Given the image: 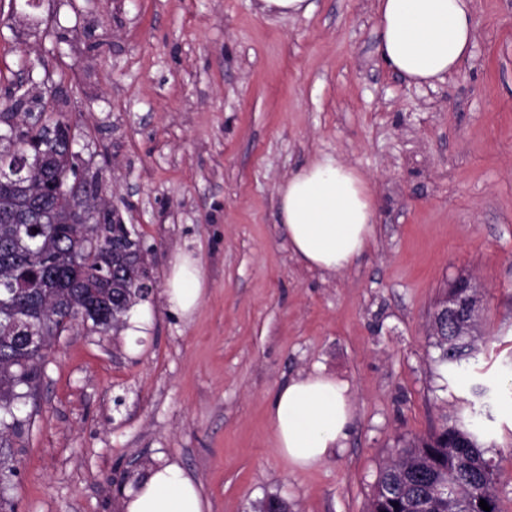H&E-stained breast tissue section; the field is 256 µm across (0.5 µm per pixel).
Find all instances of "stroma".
<instances>
[{
  "instance_id": "stroma-1",
  "label": "stroma",
  "mask_w": 512,
  "mask_h": 512,
  "mask_svg": "<svg viewBox=\"0 0 512 512\" xmlns=\"http://www.w3.org/2000/svg\"><path fill=\"white\" fill-rule=\"evenodd\" d=\"M0 0V102L17 90L77 136L97 197L133 229L156 283L146 337L76 324L55 337L0 447L16 474L0 512H120L133 474L182 465L209 512H367L399 438L470 415L431 320L447 285L479 286V361L512 374V0H473L472 52L417 86L377 53L374 0ZM367 179L374 245L325 275L298 262L277 188L315 154ZM194 253L205 295L188 319L163 292ZM317 369L349 385L342 449L282 461L268 402ZM512 512V400L484 423ZM263 12L285 16H308L313 8L310 0H260Z\"/></svg>"
}]
</instances>
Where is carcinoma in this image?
Here are the masks:
<instances>
[{
  "instance_id": "cac0c4a2",
  "label": "carcinoma",
  "mask_w": 512,
  "mask_h": 512,
  "mask_svg": "<svg viewBox=\"0 0 512 512\" xmlns=\"http://www.w3.org/2000/svg\"><path fill=\"white\" fill-rule=\"evenodd\" d=\"M69 127L62 121L42 141V161L35 170L13 168L33 162L27 147V130L15 129V142L0 153V255L13 265L0 263V441L4 433L18 434L24 421L16 411L33 387L44 354L24 346L26 326L39 331L46 341L66 330V322L79 317L84 301L97 303V311L81 318L91 329L119 330L124 316L137 302L139 288L133 248L109 249V237L93 238L97 226L116 237L121 225L112 223L111 212L98 210L88 224L68 223L66 199L37 201L36 194L57 182L76 165L68 151ZM55 262L60 277L55 283L40 280L27 288H12L10 281L24 268L40 269ZM438 361L454 371L463 368L475 353V339L437 335ZM486 415H491L499 394L482 385L473 389ZM481 433L460 421H443L426 437L398 441L396 459L381 468L373 486L369 512H448V501L469 512H502L498 473Z\"/></svg>"
}]
</instances>
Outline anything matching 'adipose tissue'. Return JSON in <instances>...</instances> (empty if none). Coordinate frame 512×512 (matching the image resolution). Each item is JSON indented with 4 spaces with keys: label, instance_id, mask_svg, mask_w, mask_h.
Returning <instances> with one entry per match:
<instances>
[{
    "label": "adipose tissue",
    "instance_id": "1",
    "mask_svg": "<svg viewBox=\"0 0 512 512\" xmlns=\"http://www.w3.org/2000/svg\"><path fill=\"white\" fill-rule=\"evenodd\" d=\"M378 52L386 66L422 85L453 74L473 46L470 0H377ZM278 218L294 257L335 274L349 269L374 242L376 203L364 176L319 154L278 189ZM197 258L177 253L164 295L169 308L191 317L204 293ZM346 382L322 371L291 379L274 392L267 419L276 448L291 469L312 467L342 448L353 407ZM199 485L178 464L158 461L124 491L121 512H207Z\"/></svg>",
    "mask_w": 512,
    "mask_h": 512
}]
</instances>
